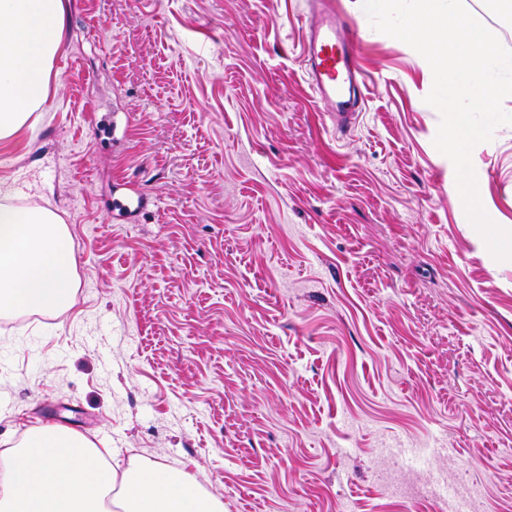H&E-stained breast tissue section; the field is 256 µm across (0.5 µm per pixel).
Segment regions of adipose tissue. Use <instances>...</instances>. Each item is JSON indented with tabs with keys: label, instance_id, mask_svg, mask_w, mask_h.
Returning <instances> with one entry per match:
<instances>
[{
	"label": "adipose tissue",
	"instance_id": "1",
	"mask_svg": "<svg viewBox=\"0 0 512 512\" xmlns=\"http://www.w3.org/2000/svg\"><path fill=\"white\" fill-rule=\"evenodd\" d=\"M63 0H0V138L44 101L64 24ZM75 261L65 225L37 208L0 205V313L71 304ZM9 484L0 512H224L196 474L158 461L119 472L74 430L31 428L0 450Z\"/></svg>",
	"mask_w": 512,
	"mask_h": 512
}]
</instances>
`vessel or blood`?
<instances>
[{
	"mask_svg": "<svg viewBox=\"0 0 512 512\" xmlns=\"http://www.w3.org/2000/svg\"><path fill=\"white\" fill-rule=\"evenodd\" d=\"M303 68L316 97L328 107L338 130H348L364 101L366 80L355 54L354 35L335 0H311ZM146 199L138 191L113 200L119 218L140 212Z\"/></svg>",
	"mask_w": 512,
	"mask_h": 512,
	"instance_id": "vessel-or-blood-1",
	"label": "vessel or blood"
}]
</instances>
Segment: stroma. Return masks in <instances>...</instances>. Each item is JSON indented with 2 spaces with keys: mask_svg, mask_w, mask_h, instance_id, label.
I'll return each mask as SVG.
<instances>
[{
  "mask_svg": "<svg viewBox=\"0 0 512 512\" xmlns=\"http://www.w3.org/2000/svg\"><path fill=\"white\" fill-rule=\"evenodd\" d=\"M367 79L336 134L302 0H64L47 96L0 139V199L66 224L64 310L0 314V449L76 430L198 472L224 512H512V259L433 144L426 60L338 0ZM512 229V126L472 150ZM148 199L112 220L116 181Z\"/></svg>",
  "mask_w": 512,
  "mask_h": 512,
  "instance_id": "35a3bbf8",
  "label": "stroma"
}]
</instances>
